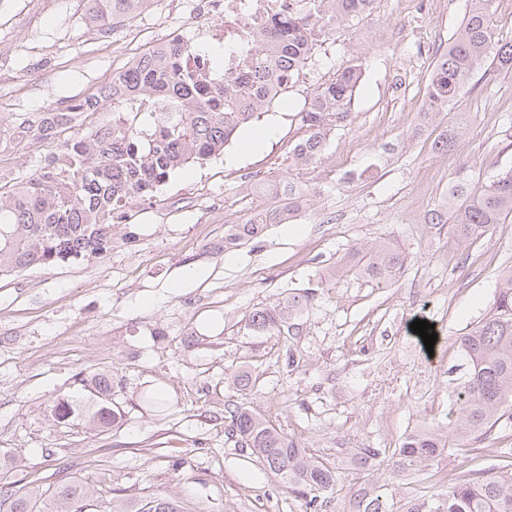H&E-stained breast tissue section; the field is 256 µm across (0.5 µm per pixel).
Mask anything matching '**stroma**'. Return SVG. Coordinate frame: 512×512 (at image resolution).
<instances>
[{
	"mask_svg": "<svg viewBox=\"0 0 512 512\" xmlns=\"http://www.w3.org/2000/svg\"><path fill=\"white\" fill-rule=\"evenodd\" d=\"M470 5L374 0L324 33L300 81L254 122L276 125L274 138L173 173L156 202L114 226L106 256L0 276V451L14 459L17 488L73 477L97 485L107 504L161 496L182 512H310L229 438L224 409L244 404L335 465L327 512H345L359 480L355 449L447 429L450 372L463 362L457 338L487 314L512 267V217L468 241L425 222L459 169L478 185L512 168V71L488 72L452 112L423 117L435 54ZM221 24L200 0H151L109 28L88 24L83 0H0V42L10 46L0 58V129L91 97L158 41L223 53L211 36ZM351 58L363 76L350 119L315 167H289L305 101ZM459 112L467 127L456 150L435 152ZM55 148L33 139L0 149V178L29 177ZM261 179L299 184L304 213L269 226L260 243L225 250L227 226L268 207L251 190ZM381 244L406 257L386 285L351 271ZM291 288L315 291L298 334L249 331L250 312ZM418 319L433 324V349L411 330ZM240 367L253 389L234 384ZM101 371L112 377L115 425L95 428L77 414L56 421L52 403ZM147 391L165 407L147 410ZM511 447L512 420L415 475L379 468L371 477L400 500L445 489L463 468L497 467L499 449Z\"/></svg>",
	"mask_w": 512,
	"mask_h": 512,
	"instance_id": "obj_1",
	"label": "stroma"
}]
</instances>
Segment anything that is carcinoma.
Listing matches in <instances>:
<instances>
[{"mask_svg": "<svg viewBox=\"0 0 512 512\" xmlns=\"http://www.w3.org/2000/svg\"><path fill=\"white\" fill-rule=\"evenodd\" d=\"M148 0H86L93 26L130 20ZM373 0H288V11L264 17L255 27L251 48L238 56L240 72L215 82L209 78V56L190 43L172 39L161 49L138 56L127 74L112 79L88 99V110L158 102L164 112H119L112 121L81 134L74 130L71 109L52 112L38 124L20 123L0 135V142L19 146L30 139L55 141L32 176L0 184V273L36 266L101 258L112 251V225L135 205L156 200L170 175L193 163L220 155L244 126L288 92L313 55L318 34L341 19L371 8ZM501 71H512V41L495 39L489 0H477L448 38L435 61L425 116L434 117L458 102L475 71L488 57ZM362 79V64H341L331 82L320 88L301 111L305 136L295 144L290 166L307 169L323 154L331 129L344 122ZM458 127L434 141L439 153L451 151ZM253 188L274 200L260 217L224 231V249L257 243L270 224L295 217L305 204V191L286 179L263 180ZM512 215V168L480 187L462 168L448 192L425 217L428 224L449 226L461 240L481 236ZM405 264V256L388 245L352 266L358 275L386 283ZM313 299L309 289H291L278 305L253 310L249 329L258 335H293ZM464 357L457 378L451 431L419 429L394 449L361 448L350 468L370 474L385 454L399 476L414 473L458 443L480 442L504 417L512 418V268L501 283L488 313L458 337ZM84 392L55 405V417L77 412L93 423L116 422L112 411V377L97 373L81 380ZM229 435L251 450L265 469L279 476L291 493L317 509L328 505L336 486V468L311 455L287 433L257 411L234 407ZM97 489L88 482L65 480L50 495L36 492L15 497L0 488V512H86ZM114 512H180L173 499L156 497L139 507L120 505ZM348 512H512V463L499 469H469L448 490L394 502L383 484L364 481L352 494Z\"/></svg>", "mask_w": 512, "mask_h": 512, "instance_id": "carcinoma-1", "label": "carcinoma"}]
</instances>
